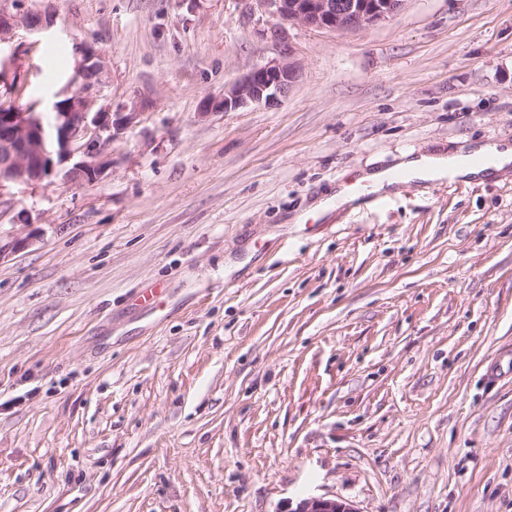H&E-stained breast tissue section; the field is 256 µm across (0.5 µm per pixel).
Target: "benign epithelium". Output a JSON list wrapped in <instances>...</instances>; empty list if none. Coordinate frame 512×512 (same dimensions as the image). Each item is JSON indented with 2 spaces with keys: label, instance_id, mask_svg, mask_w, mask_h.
Returning <instances> with one entry per match:
<instances>
[{
  "label": "benign epithelium",
  "instance_id": "benign-epithelium-1",
  "mask_svg": "<svg viewBox=\"0 0 512 512\" xmlns=\"http://www.w3.org/2000/svg\"><path fill=\"white\" fill-rule=\"evenodd\" d=\"M273 18L333 31L351 32L397 14L405 0H259ZM41 13L21 0H0V47L12 42L16 31L41 29ZM106 63L101 51L79 47L73 76L62 98L52 104L56 115L55 142L47 141L37 112L0 106V197L12 184L41 185L56 166L74 160L68 181L96 182L112 165V144L123 138L138 116L135 109L112 111L103 103ZM301 76L292 61L272 60L256 67L224 89L221 106L229 112L253 104H271L287 95ZM287 512H357L350 504L326 496L299 500Z\"/></svg>",
  "mask_w": 512,
  "mask_h": 512
}]
</instances>
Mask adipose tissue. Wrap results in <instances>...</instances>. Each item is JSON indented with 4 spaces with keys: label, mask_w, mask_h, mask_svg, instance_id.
Wrapping results in <instances>:
<instances>
[{
    "label": "adipose tissue",
    "mask_w": 512,
    "mask_h": 512,
    "mask_svg": "<svg viewBox=\"0 0 512 512\" xmlns=\"http://www.w3.org/2000/svg\"><path fill=\"white\" fill-rule=\"evenodd\" d=\"M490 154L497 163L487 169L473 165L472 157ZM512 165V145L505 142L486 141L479 144H464L447 155H403L397 170L404 173L409 182H434L444 179L471 181L494 177Z\"/></svg>",
    "instance_id": "adipose-tissue-1"
}]
</instances>
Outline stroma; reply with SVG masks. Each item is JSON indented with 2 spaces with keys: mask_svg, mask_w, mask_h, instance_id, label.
<instances>
[{
  "mask_svg": "<svg viewBox=\"0 0 512 512\" xmlns=\"http://www.w3.org/2000/svg\"><path fill=\"white\" fill-rule=\"evenodd\" d=\"M26 5L30 101L87 41L139 115L94 184L0 199L27 241L0 259V512H512V168L312 209L408 153L512 144V0L348 33L258 0ZM285 56L287 96L220 109ZM357 199V194L349 186L339 185L332 194L324 197L315 209L326 214L340 207L346 206ZM286 512H357L350 504L326 496H311L299 500L296 507Z\"/></svg>",
  "mask_w": 512,
  "mask_h": 512,
  "instance_id": "1",
  "label": "stroma"
}]
</instances>
